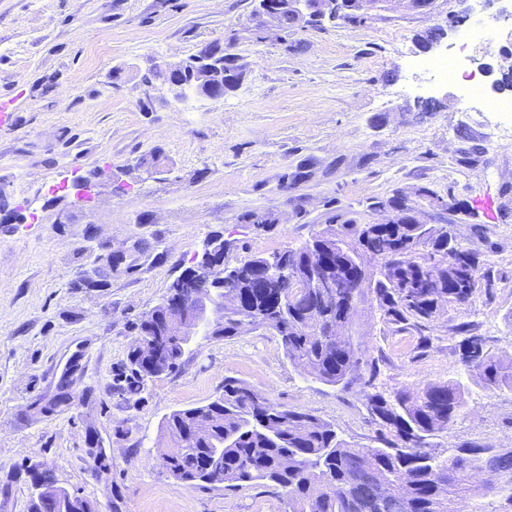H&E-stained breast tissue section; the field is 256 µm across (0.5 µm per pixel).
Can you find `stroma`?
<instances>
[{
    "mask_svg": "<svg viewBox=\"0 0 512 512\" xmlns=\"http://www.w3.org/2000/svg\"><path fill=\"white\" fill-rule=\"evenodd\" d=\"M253 0H0V188L22 222L0 223V512H28L34 472L96 512H285L282 490L245 483L190 487L164 470L158 448L172 410L205 404L225 378L376 443L372 390L458 380L469 405L437 439L512 448V391L473 383L461 360L467 324L484 349L512 356V128L495 113L461 111L453 86L412 69L418 35L442 26L437 54L457 51L448 18L475 23L512 0H435L391 8L364 25L324 22L279 40H249ZM239 39V87L218 101L173 106L140 77L201 45ZM485 94L512 66V29L478 56ZM120 79H113L114 69ZM436 108L421 112L416 104ZM162 152L147 176L141 156ZM111 169L96 195L77 188ZM404 194L426 224H452L493 266L496 283L437 320L429 343L395 332L377 306L354 327L380 375L374 386L321 383L285 354L270 329L196 337L172 372L131 391L129 353L140 322L170 283L222 234L228 263L303 245L328 212L384 224L371 199ZM494 199L485 214L478 200ZM260 209L267 225L241 216ZM68 223H57L59 212Z\"/></svg>",
    "mask_w": 512,
    "mask_h": 512,
    "instance_id": "obj_1",
    "label": "stroma"
}]
</instances>
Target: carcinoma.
<instances>
[{
    "label": "carcinoma",
    "mask_w": 512,
    "mask_h": 512,
    "mask_svg": "<svg viewBox=\"0 0 512 512\" xmlns=\"http://www.w3.org/2000/svg\"><path fill=\"white\" fill-rule=\"evenodd\" d=\"M277 24L261 22L259 6L251 11L250 34L258 42L270 31L322 25L304 19L279 0ZM390 207L402 216L390 224H359L331 214L312 236V246L274 253L285 266L305 273L312 266V249L341 243L339 272L376 254L380 268L367 291L351 281L337 280L336 300L324 298L308 280H278L274 292L256 287L255 277L268 255L257 254L239 265L232 287L224 289V328L212 336L233 338L246 325L265 326L280 336L288 358L326 385H346L354 364L368 373L373 385L379 370L365 357L360 344L348 339L339 345L336 330L352 329L358 306L371 299L383 320L393 328L422 336L452 308L473 300L493 279L482 254L457 241L448 245L452 225L421 224L407 214L405 198L377 200L372 209ZM188 336H162L166 349L163 368L173 369L183 356ZM462 363L470 376L488 391L512 390V357L484 352L478 338L463 342ZM369 410L381 427L377 447H360L343 437L335 425L311 413L278 404L249 385L224 380V391L208 403L176 409L163 418L165 436L188 433L195 447L186 448L168 466V474L189 486L270 482L285 493L287 512H457L461 500L471 512H485L480 499L499 496L512 505V449L476 442L436 451L434 439L447 431L468 405L459 381L401 388L386 396H368ZM219 469L206 466L214 452ZM491 465L495 474L473 484L472 475ZM34 485L43 496L65 492L40 474Z\"/></svg>",
    "instance_id": "cac0c4a2"
}]
</instances>
